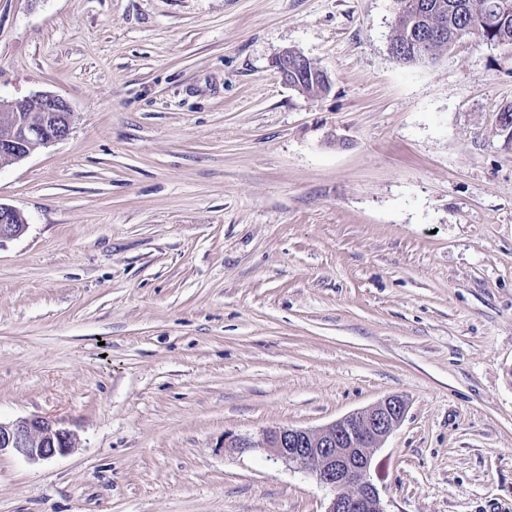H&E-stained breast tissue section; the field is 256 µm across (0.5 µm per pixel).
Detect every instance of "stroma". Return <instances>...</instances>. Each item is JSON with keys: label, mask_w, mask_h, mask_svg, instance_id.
Listing matches in <instances>:
<instances>
[{"label": "stroma", "mask_w": 512, "mask_h": 512, "mask_svg": "<svg viewBox=\"0 0 512 512\" xmlns=\"http://www.w3.org/2000/svg\"><path fill=\"white\" fill-rule=\"evenodd\" d=\"M395 0H0V98L70 136L0 166V512H326L225 434L393 394L386 512H512V50L389 53ZM300 52L308 95L273 65ZM306 62L308 63V59L301 53L294 50H283L275 57L273 65L282 76L284 82L290 84L293 80L289 76L288 71H295L297 66H302ZM305 72H307V77H302L301 85L297 89L308 94L317 95L324 93L320 75L326 73L311 62L308 65L306 64ZM26 228L25 219L20 211L0 203V246L6 240L20 237ZM78 446L77 435L44 416L0 420V456L11 453L31 462H44Z\"/></svg>", "instance_id": "stroma-1"}]
</instances>
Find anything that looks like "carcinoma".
Here are the masks:
<instances>
[{"instance_id": "obj_1", "label": "carcinoma", "mask_w": 512, "mask_h": 512, "mask_svg": "<svg viewBox=\"0 0 512 512\" xmlns=\"http://www.w3.org/2000/svg\"><path fill=\"white\" fill-rule=\"evenodd\" d=\"M397 16L394 44L402 45L403 64H412L428 57L436 60L458 41L461 31L488 43H497L512 49V0H396ZM418 26L430 25L442 30L438 42L411 39L410 27L414 18ZM307 76L302 78L299 90L308 94H321L320 75L323 71L313 64L305 67Z\"/></svg>"}]
</instances>
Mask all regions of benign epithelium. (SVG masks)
I'll return each mask as SVG.
<instances>
[{"mask_svg": "<svg viewBox=\"0 0 512 512\" xmlns=\"http://www.w3.org/2000/svg\"><path fill=\"white\" fill-rule=\"evenodd\" d=\"M306 62L301 53L283 50L273 65L288 84L292 82L288 71ZM73 123L70 104L48 92L0 100V159L19 163L65 139ZM25 231L21 212L0 203V243ZM406 410L403 396L390 395L318 430L275 427L263 431L257 441L248 435L227 434L224 449L241 454L262 448L274 460L308 472L332 493L326 512H385L371 480V455L400 424ZM77 446V435L50 417L0 421V455L11 453L31 462H44Z\"/></svg>", "mask_w": 512, "mask_h": 512, "instance_id": "7a95c632", "label": "benign epithelium"}]
</instances>
